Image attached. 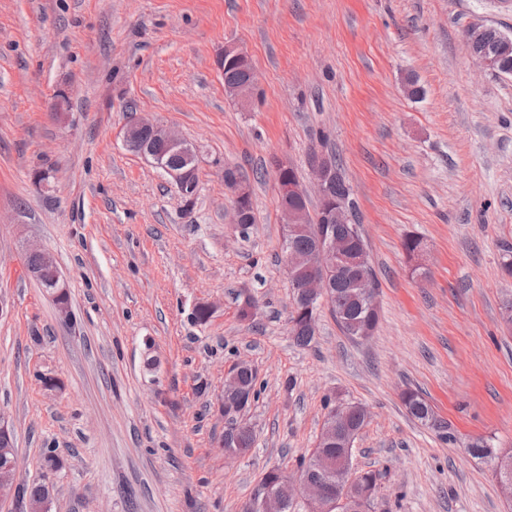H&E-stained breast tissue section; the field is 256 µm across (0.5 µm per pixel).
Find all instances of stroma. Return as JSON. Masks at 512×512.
Masks as SVG:
<instances>
[{
  "instance_id": "obj_1",
  "label": "stroma",
  "mask_w": 512,
  "mask_h": 512,
  "mask_svg": "<svg viewBox=\"0 0 512 512\" xmlns=\"http://www.w3.org/2000/svg\"><path fill=\"white\" fill-rule=\"evenodd\" d=\"M473 23L512 34V0H0V416L21 480L62 459L49 512H240L315 448L330 398L369 412L352 470L379 471L376 512H512L464 448L512 455V76L476 65ZM228 43L258 77L246 110L215 65ZM137 115L193 146V196L127 150ZM313 149L342 161L379 321L354 342L321 307L301 348L277 170L292 163L317 213ZM228 168L251 191L245 229ZM29 246L67 280L69 321ZM240 362L257 445L230 464L220 403ZM408 388L453 441L408 415ZM29 256H34L28 258V266L36 268L40 264V259L44 265L50 266L54 270V278L50 281H44L41 276L40 270H30L29 273L31 277L45 290L49 291L53 298L61 295L63 293H67V285L65 284L59 269L56 266L55 259L53 255L41 248H33L28 252ZM37 256V257H36ZM40 258V259H39Z\"/></svg>"
}]
</instances>
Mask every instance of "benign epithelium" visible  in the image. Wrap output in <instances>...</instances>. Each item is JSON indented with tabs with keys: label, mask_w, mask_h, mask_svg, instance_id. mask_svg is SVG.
I'll return each instance as SVG.
<instances>
[{
	"label": "benign epithelium",
	"mask_w": 512,
	"mask_h": 512,
	"mask_svg": "<svg viewBox=\"0 0 512 512\" xmlns=\"http://www.w3.org/2000/svg\"><path fill=\"white\" fill-rule=\"evenodd\" d=\"M511 56L512 36L504 34L493 49L481 52L475 57V60L483 71L496 74L500 71L503 61ZM248 62H250L248 54L235 46L224 47V53L219 60L222 66ZM256 83L257 79L253 77L249 82L231 88V99L243 108L250 107ZM147 134L162 141L168 148L183 153L191 159L194 158V153L189 151V144L175 131L141 116L127 126L124 140L127 143H139ZM310 168L317 184L320 201L323 203V213L320 218L328 224L354 223V211L343 203L337 205L331 200L329 185L334 174L331 157L323 153H316L310 160ZM166 173L181 193L185 194L196 188V168L168 167ZM279 196L282 198L298 197L303 201L307 199L306 193L296 180L279 181ZM282 214L290 238L306 228V224L311 221L310 215L300 207L284 206ZM347 242L348 238L334 234L318 239L312 257L306 263L310 269V275L305 281V286L299 292V296L307 302L308 309H313L318 303H330L333 277L344 266L347 259ZM28 255L40 258L43 264L54 269V278L47 282L42 279L41 271H30L31 277L41 287L54 297L67 292V285L59 269L56 268L55 259L50 252L41 248H33L28 251ZM223 407L225 428L228 429L235 425L240 428L246 426L241 409L231 404L229 400L223 402ZM349 411L350 407L344 404L332 409L330 417L333 424L323 430L319 445L325 446L336 439V424L345 423ZM12 448H14L12 428L8 421L0 416V454L5 456L12 451ZM290 486L294 497L305 503L307 512H327L329 510L324 502L327 491L309 475L296 473L290 478ZM21 487L22 482L19 480V471L15 465L8 463L0 467V499L5 496L17 495ZM243 512H287V504L277 491L270 487L260 486L254 490L251 498L243 505Z\"/></svg>",
	"instance_id": "obj_1"
}]
</instances>
